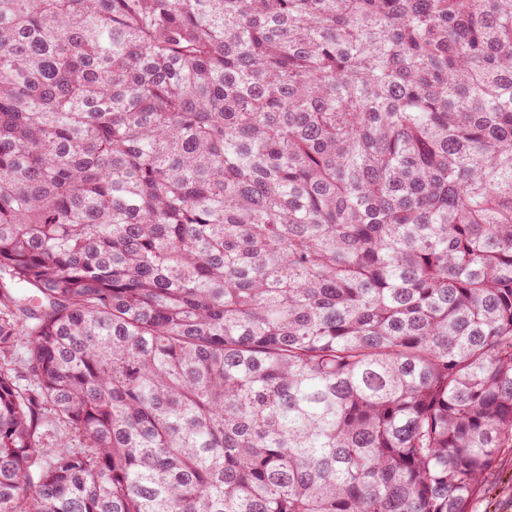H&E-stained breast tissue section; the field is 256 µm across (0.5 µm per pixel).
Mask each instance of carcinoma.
<instances>
[{"instance_id":"1","label":"carcinoma","mask_w":512,"mask_h":512,"mask_svg":"<svg viewBox=\"0 0 512 512\" xmlns=\"http://www.w3.org/2000/svg\"><path fill=\"white\" fill-rule=\"evenodd\" d=\"M511 447L512 0H0V512H469Z\"/></svg>"}]
</instances>
